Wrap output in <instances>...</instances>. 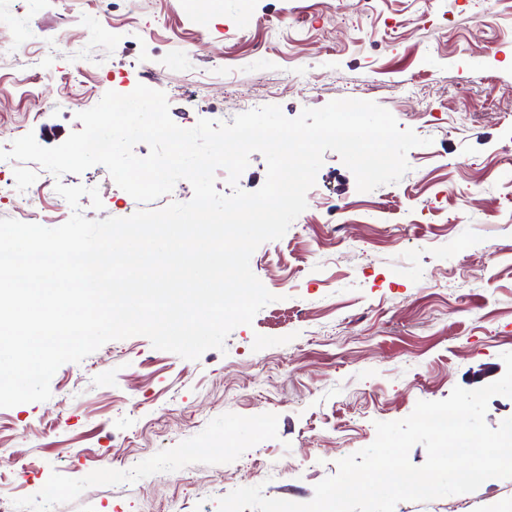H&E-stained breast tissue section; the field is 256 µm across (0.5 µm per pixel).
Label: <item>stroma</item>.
<instances>
[{"label":"stroma","mask_w":512,"mask_h":512,"mask_svg":"<svg viewBox=\"0 0 512 512\" xmlns=\"http://www.w3.org/2000/svg\"><path fill=\"white\" fill-rule=\"evenodd\" d=\"M246 25L189 0H0V150L83 125L111 76L163 91L172 120L232 122L250 100L285 116L378 103L425 145L370 192L328 151L307 208L250 267L276 300L198 360L147 337L62 365L44 402L0 408V496L16 512H218L244 486L305 503L375 424L477 389L512 352V0H253ZM57 56L16 50V19ZM112 27L92 39L88 27ZM31 84H23V77ZM41 111H30L32 96ZM87 219L139 210L107 169ZM395 512H512V478Z\"/></svg>","instance_id":"1"}]
</instances>
